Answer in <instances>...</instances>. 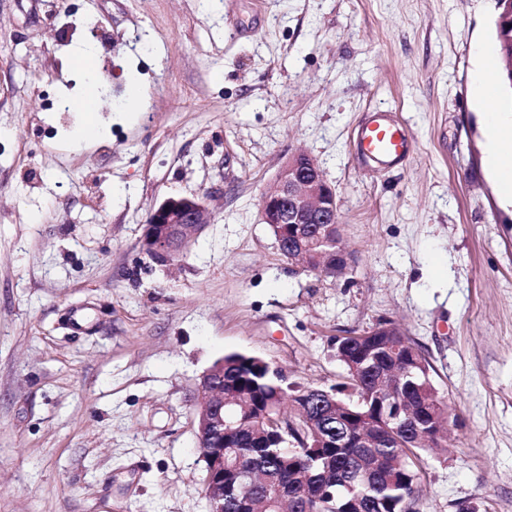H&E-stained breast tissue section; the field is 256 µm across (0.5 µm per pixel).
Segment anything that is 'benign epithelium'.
<instances>
[{
	"label": "benign epithelium",
	"mask_w": 512,
	"mask_h": 512,
	"mask_svg": "<svg viewBox=\"0 0 512 512\" xmlns=\"http://www.w3.org/2000/svg\"><path fill=\"white\" fill-rule=\"evenodd\" d=\"M264 223L276 232L279 251L307 271L334 281L345 277L354 257L337 244L340 205L336 190L324 178L318 162L305 153L288 158L274 184L261 196ZM213 216L199 195H172L154 204L145 224L142 251L159 266L180 257ZM316 225L313 240L303 233ZM197 407L198 451L206 462L203 494L210 512H224V362L200 377Z\"/></svg>",
	"instance_id": "1"
}]
</instances>
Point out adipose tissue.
Here are the masks:
<instances>
[{
    "label": "adipose tissue",
    "mask_w": 512,
    "mask_h": 512,
    "mask_svg": "<svg viewBox=\"0 0 512 512\" xmlns=\"http://www.w3.org/2000/svg\"><path fill=\"white\" fill-rule=\"evenodd\" d=\"M477 71L474 81V101L482 111L486 133V164L503 189L504 196L512 200V141L502 138L505 128H512V113L494 108V94L489 80L491 58L484 52L476 54Z\"/></svg>",
    "instance_id": "1"
}]
</instances>
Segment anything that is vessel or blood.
Here are the masks:
<instances>
[{"label": "vessel or blood", "mask_w": 512, "mask_h": 512, "mask_svg": "<svg viewBox=\"0 0 512 512\" xmlns=\"http://www.w3.org/2000/svg\"><path fill=\"white\" fill-rule=\"evenodd\" d=\"M355 155L380 167L404 161L413 151V141L391 113L376 109L368 113L355 134Z\"/></svg>", "instance_id": "1"}]
</instances>
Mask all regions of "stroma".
I'll return each mask as SVG.
<instances>
[{
	"mask_svg": "<svg viewBox=\"0 0 512 512\" xmlns=\"http://www.w3.org/2000/svg\"><path fill=\"white\" fill-rule=\"evenodd\" d=\"M495 16L496 0H0V512H209L202 373L239 351L328 387L335 338L384 320L448 406L419 512H512V207L472 97ZM90 71L110 114L47 110ZM374 107L414 143L389 172L352 157ZM298 152L336 189L355 257L336 281L262 221ZM170 194L214 221L158 266L142 239Z\"/></svg>",
	"mask_w": 512,
	"mask_h": 512,
	"instance_id": "35a3bbf8",
	"label": "stroma"
}]
</instances>
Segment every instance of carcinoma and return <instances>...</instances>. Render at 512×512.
Here are the masks:
<instances>
[{
	"label": "carcinoma",
	"instance_id": "1",
	"mask_svg": "<svg viewBox=\"0 0 512 512\" xmlns=\"http://www.w3.org/2000/svg\"><path fill=\"white\" fill-rule=\"evenodd\" d=\"M346 381L328 388L336 403L333 435L361 428L373 439L350 443L323 456L284 447L268 425L293 414L295 397L312 387L286 382L268 360L246 352L224 355V391L240 399L224 410L231 435L224 447L243 472L266 475L249 488L236 474L224 475V512H273L275 497L288 512H415L421 454H438L448 439L445 397L430 375V363L405 333L366 332L336 338Z\"/></svg>",
	"mask_w": 512,
	"mask_h": 512
}]
</instances>
